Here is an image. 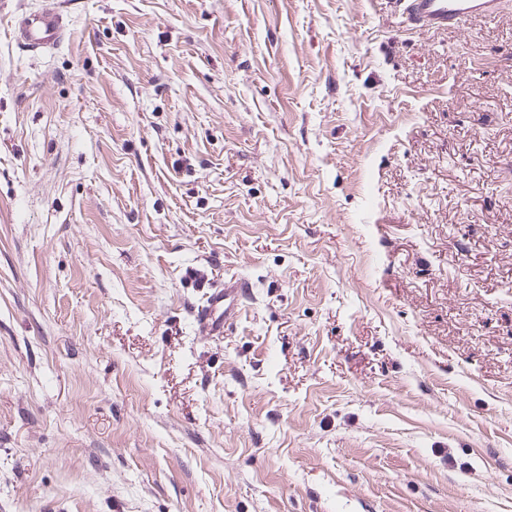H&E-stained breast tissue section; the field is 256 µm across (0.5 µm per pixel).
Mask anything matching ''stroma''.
I'll use <instances>...</instances> for the list:
<instances>
[{"label": "stroma", "mask_w": 512, "mask_h": 512, "mask_svg": "<svg viewBox=\"0 0 512 512\" xmlns=\"http://www.w3.org/2000/svg\"><path fill=\"white\" fill-rule=\"evenodd\" d=\"M38 4L0 0V512H512V8L68 0L33 57ZM58 3V0H42L38 8L24 11L13 19L11 39L21 51L40 54L65 42L70 23ZM408 30L444 31L462 26L472 17L493 20L504 0H388ZM252 284L245 278L224 282V288L211 289L204 304L194 311V320L200 333L221 336L235 324L248 300Z\"/></svg>", "instance_id": "obj_1"}]
</instances>
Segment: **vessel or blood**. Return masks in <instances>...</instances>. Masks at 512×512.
Returning <instances> with one entry per match:
<instances>
[{"label":"vessel or blood","mask_w":512,"mask_h":512,"mask_svg":"<svg viewBox=\"0 0 512 512\" xmlns=\"http://www.w3.org/2000/svg\"><path fill=\"white\" fill-rule=\"evenodd\" d=\"M403 26L409 30L444 31L462 26L468 19L497 18L505 0H390ZM70 23L58 0H41L38 8L17 15L11 23V39L23 52L35 55L58 48L68 37ZM251 283L244 278L211 289L204 304L194 311L200 333L223 335L235 324Z\"/></svg>","instance_id":"1"}]
</instances>
